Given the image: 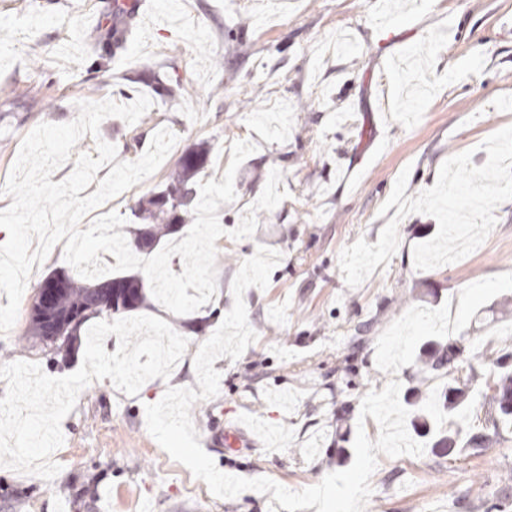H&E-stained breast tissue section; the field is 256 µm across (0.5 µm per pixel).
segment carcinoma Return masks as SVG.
Listing matches in <instances>:
<instances>
[{
  "mask_svg": "<svg viewBox=\"0 0 512 512\" xmlns=\"http://www.w3.org/2000/svg\"><path fill=\"white\" fill-rule=\"evenodd\" d=\"M208 153L202 146L186 151L163 188L139 204L137 218L142 223L128 229L130 247L151 252L163 236L178 231L186 223L198 202L194 178L204 167ZM50 283H64L66 288L51 311V319H44L34 309L30 311L26 335L40 340L64 359L81 347L92 324L132 312L145 302L144 285L136 275L79 280L63 273L46 278L37 288ZM111 284L116 288L109 289ZM466 353V347L454 341L437 345L424 361L427 371L448 378L443 404L451 416L471 406L475 392L479 391L478 375L467 367ZM485 386L494 391L487 423L495 430L501 425H512V355L496 360Z\"/></svg>",
  "mask_w": 512,
  "mask_h": 512,
  "instance_id": "cac0c4a2",
  "label": "carcinoma"
}]
</instances>
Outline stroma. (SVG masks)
<instances>
[{
  "mask_svg": "<svg viewBox=\"0 0 512 512\" xmlns=\"http://www.w3.org/2000/svg\"><path fill=\"white\" fill-rule=\"evenodd\" d=\"M113 0H0V188L23 139L40 123L63 124L81 101L153 102L135 124L109 117L97 140L133 162L160 128L178 140L157 171L106 204L134 224L138 201L157 191L181 155L209 149L199 181H222L231 144L257 145L239 167L234 202L218 213L238 226L272 169L286 198L259 211L252 237L216 242L217 291L198 310L176 315L154 297L141 312L159 317L188 341L189 356L169 379L138 395L96 380L63 419L61 466L52 480L0 467V512H284L271 494L248 490L215 497L150 435L145 407L167 388L197 385L194 353L233 305L241 263L264 246L280 253L266 289L244 293L256 340L238 359L213 364L218 394L196 402L191 417L203 450L223 473L267 477L298 491L354 461L357 428L369 391L401 384V400H421L443 418L445 378L421 370L422 345L446 338L474 349L485 374L493 357L512 354V201L500 204L486 240L465 258L431 270L414 266L413 248L438 224L414 213L398 225L399 245L360 286L345 283L339 254L357 239L376 243L379 214L401 171L406 196L432 187L449 157L472 151L512 125V0H142L124 48L104 44ZM171 87L175 96L164 95ZM73 274L63 245L30 274L14 333L0 335V365L34 362L52 377L75 372L82 352L64 363L27 337L34 289ZM207 325H198L201 317ZM241 426L254 444L224 449L220 433ZM482 431L481 446L469 443ZM446 455H379L365 512H512V428H487L472 410Z\"/></svg>",
  "mask_w": 512,
  "mask_h": 512,
  "instance_id": "1",
  "label": "stroma"
}]
</instances>
